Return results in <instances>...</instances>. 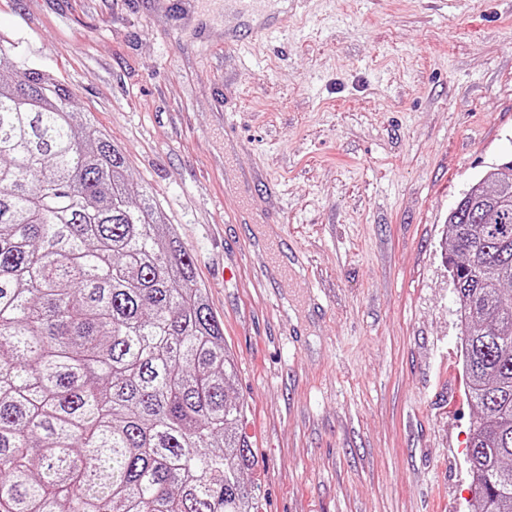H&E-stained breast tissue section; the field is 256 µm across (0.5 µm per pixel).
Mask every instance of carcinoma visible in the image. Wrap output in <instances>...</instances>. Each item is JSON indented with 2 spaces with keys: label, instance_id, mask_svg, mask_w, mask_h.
Returning a JSON list of instances; mask_svg holds the SVG:
<instances>
[{
  "label": "carcinoma",
  "instance_id": "1",
  "mask_svg": "<svg viewBox=\"0 0 512 512\" xmlns=\"http://www.w3.org/2000/svg\"><path fill=\"white\" fill-rule=\"evenodd\" d=\"M73 99L0 48V512H259L194 254ZM448 234L476 512H512V159Z\"/></svg>",
  "mask_w": 512,
  "mask_h": 512
}]
</instances>
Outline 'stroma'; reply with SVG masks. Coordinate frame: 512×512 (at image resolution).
Returning a JSON list of instances; mask_svg holds the SVG:
<instances>
[{"label":"stroma","mask_w":512,"mask_h":512,"mask_svg":"<svg viewBox=\"0 0 512 512\" xmlns=\"http://www.w3.org/2000/svg\"><path fill=\"white\" fill-rule=\"evenodd\" d=\"M211 0H0L120 145L224 323L260 512H474L448 214L512 156V0H305L225 47ZM290 281L250 252L224 125Z\"/></svg>","instance_id":"35a3bbf8"}]
</instances>
